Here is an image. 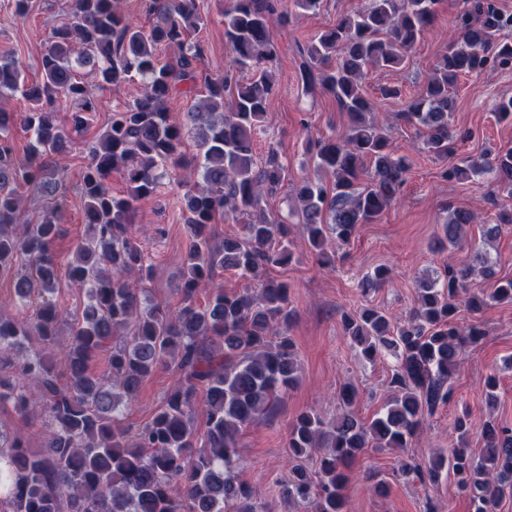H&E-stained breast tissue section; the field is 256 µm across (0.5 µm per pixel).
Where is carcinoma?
I'll return each instance as SVG.
<instances>
[{
    "label": "carcinoma",
    "mask_w": 512,
    "mask_h": 512,
    "mask_svg": "<svg viewBox=\"0 0 512 512\" xmlns=\"http://www.w3.org/2000/svg\"><path fill=\"white\" fill-rule=\"evenodd\" d=\"M439 3L369 0L299 49L303 93L331 95L347 118L344 137L307 143L308 162L328 180L293 186L310 251L324 263L330 245L347 243L358 225L374 221L401 197L410 162L371 119L376 108L365 80L372 70L404 67L408 51L437 19ZM143 7L147 26L130 19L123 0H67L35 82L14 58H0V97L8 91L29 103L25 112L0 109V278L13 279L20 304L39 298L27 320L0 315V349L31 337L42 344L0 374V404L11 402L25 416L43 415L52 426L44 448L33 451L15 438L11 453L0 455V504H7L0 512H261L238 477V438L274 415L299 383L288 336L295 318L289 288L269 276L293 257L291 227L287 218L265 211L266 199L288 185V168L273 144L261 158L255 154L277 89L272 27L288 24V10L281 0H229L224 42L233 64L203 79L204 47L192 39L205 25L200 0H143ZM454 29L432 73L398 113L422 137L423 150L442 161L455 154V142L473 137L450 126L451 89L459 77L512 69V42L502 38L512 31V12L496 0H462ZM162 46L174 55L161 58ZM200 80L205 94L174 118L168 100L195 93ZM130 82L141 85L139 96L112 108L105 130L87 149L82 193L88 233L63 264L54 249L58 208L29 224L17 189L51 199L64 194L72 134L88 129L100 108L95 90ZM62 100L72 107L68 128L55 118ZM16 124L33 135L21 158L8 135ZM187 130L194 135L192 155ZM171 169L185 171L179 184L189 239L175 307L142 301L137 285L150 280L152 266L134 230L136 203L159 193ZM114 172L125 183L120 195L107 185ZM441 178L495 184L488 201L498 213L495 223L482 225L485 239L512 224V148L492 162L461 157L442 168ZM227 215L244 224L239 234L217 242L212 224ZM475 222L468 210L450 212L439 245L461 247ZM495 266L477 252L466 264H448L419 280L417 306L402 324L376 307L343 315L344 334L364 359L385 353L396 359L389 381L396 394L363 420L351 410L358 391L346 384L336 419L310 410L292 421V466L278 490L287 512H348V465L366 448L406 450L422 421L448 405L463 356L487 336L479 316L493 303H512V278L496 277ZM220 269L246 284L225 291L215 283ZM63 278L85 290L87 303L69 324L71 343L62 353L67 372L61 375L54 346L66 314L53 295ZM487 279L494 280L490 293L474 290ZM389 281L388 269L378 267L361 287L368 292ZM203 289L209 298L201 306L196 296ZM462 308L471 322L457 318ZM100 356L103 369L90 371ZM169 366L178 378L152 420L133 432L125 428L121 408L136 399L146 377ZM198 414L201 433L194 427ZM453 428L455 448L425 466L402 457L400 476L434 485L445 473L472 512H496L504 490L512 491V426L485 421L477 456L466 447L467 416L455 419ZM313 458L312 471L306 462Z\"/></svg>",
    "instance_id": "1"
}]
</instances>
